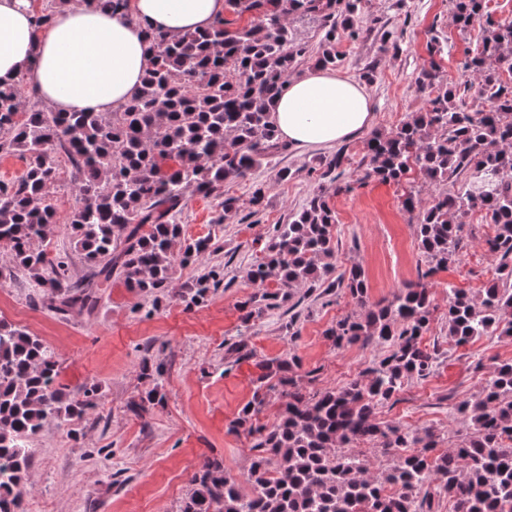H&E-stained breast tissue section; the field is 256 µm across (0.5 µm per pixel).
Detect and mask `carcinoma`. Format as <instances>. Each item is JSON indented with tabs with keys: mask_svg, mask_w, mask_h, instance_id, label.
Here are the masks:
<instances>
[{
	"mask_svg": "<svg viewBox=\"0 0 512 512\" xmlns=\"http://www.w3.org/2000/svg\"><path fill=\"white\" fill-rule=\"evenodd\" d=\"M460 30L483 23L480 46L463 82L493 100L489 111L460 104L457 87L437 84V67L417 84L435 87L429 109L365 143L366 176L400 185L417 171L422 184L440 189L435 203L417 211L419 191L409 188L403 205L418 212L413 230L428 260L417 279L381 304L367 305L361 270L335 274L336 213L321 193L275 224L264 256L247 276L261 289L240 305L249 322L278 309L293 289L328 294L341 286L363 311L325 331L338 347L379 344L387 353L363 371L365 379L313 393L297 381L294 356L264 363L251 401L229 430L255 438L248 468L249 491L206 459L191 479L180 512H432L434 498L453 501V512H512V361L495 367L481 392L455 405L467 433L450 451L435 453L430 428L388 424L379 410L409 380L434 370L439 350L422 345L436 307L430 278L448 267L460 249L464 218L485 212L494 234L485 240L499 259L501 278L475 299L448 286L444 324L448 338L463 344L476 336L512 337V18H495L485 0H452ZM233 18L204 33L171 37L146 28L153 64L136 96L119 112H56L23 98L20 82L0 85V152L20 155L24 174L0 183V245L13 265L0 267V283L21 272L46 289L48 307L66 316L90 314L100 288L115 274L137 294L167 296L173 244L182 236L176 214L191 194L234 197L224 183L252 179L265 159L285 147L270 119L271 104L297 60L309 53L288 26L293 15L313 16L326 31L315 65L341 62L338 44L363 29V0H226ZM72 167L77 205L67 224L92 272L74 279L68 262L40 247L57 223L49 191L57 181L58 157ZM210 239L184 242L181 261L202 254ZM279 272L276 287L265 282ZM224 282L212 267L177 291L190 308ZM53 351L25 329L0 319V512H11L23 495L29 443L50 420L67 421L96 407L97 390L71 397L55 383ZM281 412L270 425L257 415L270 393ZM371 443L398 454L378 473L355 451Z\"/></svg>",
	"mask_w": 512,
	"mask_h": 512,
	"instance_id": "carcinoma-1",
	"label": "carcinoma"
}]
</instances>
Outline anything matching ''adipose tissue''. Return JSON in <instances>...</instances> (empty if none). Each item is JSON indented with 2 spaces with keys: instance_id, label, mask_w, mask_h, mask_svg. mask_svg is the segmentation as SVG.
I'll use <instances>...</instances> for the list:
<instances>
[{
  "instance_id": "adipose-tissue-1",
  "label": "adipose tissue",
  "mask_w": 512,
  "mask_h": 512,
  "mask_svg": "<svg viewBox=\"0 0 512 512\" xmlns=\"http://www.w3.org/2000/svg\"><path fill=\"white\" fill-rule=\"evenodd\" d=\"M224 15V0H131L129 14L69 4L35 28L30 0H0V83L25 76L57 112L121 110L151 66L144 30L177 36L204 31ZM271 120L278 136L307 151L366 129L371 102L363 85L317 66L286 81Z\"/></svg>"
}]
</instances>
